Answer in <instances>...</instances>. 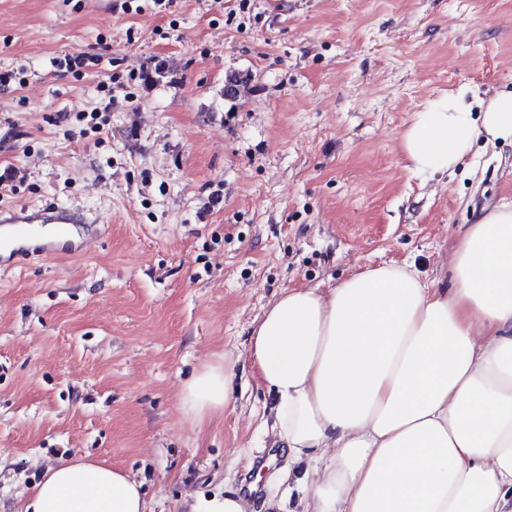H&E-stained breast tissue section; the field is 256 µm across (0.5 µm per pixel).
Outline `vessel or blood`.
Wrapping results in <instances>:
<instances>
[{"label":"vessel or blood","instance_id":"1","mask_svg":"<svg viewBox=\"0 0 512 512\" xmlns=\"http://www.w3.org/2000/svg\"><path fill=\"white\" fill-rule=\"evenodd\" d=\"M89 217L79 209L56 204L42 206H0V240L23 239L43 243L46 253H54L60 239L74 238Z\"/></svg>","mask_w":512,"mask_h":512}]
</instances>
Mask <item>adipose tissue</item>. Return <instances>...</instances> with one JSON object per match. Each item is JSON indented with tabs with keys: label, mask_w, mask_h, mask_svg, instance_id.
<instances>
[{
	"label": "adipose tissue",
	"mask_w": 512,
	"mask_h": 512,
	"mask_svg": "<svg viewBox=\"0 0 512 512\" xmlns=\"http://www.w3.org/2000/svg\"><path fill=\"white\" fill-rule=\"evenodd\" d=\"M512 144V91L474 110L464 92L415 113L402 136L423 175L456 166L477 137ZM439 288L383 264L336 286L283 290L248 357L273 428L306 461L300 512H512V205L484 208ZM220 357L184 383L198 426L233 403ZM139 483L80 457L48 468L20 512H146Z\"/></svg>",
	"instance_id": "1"
}]
</instances>
